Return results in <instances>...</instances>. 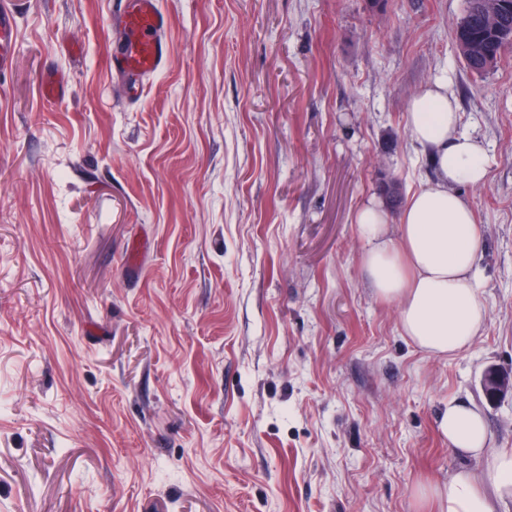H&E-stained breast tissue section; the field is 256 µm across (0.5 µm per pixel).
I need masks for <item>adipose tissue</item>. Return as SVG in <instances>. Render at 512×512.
<instances>
[{"mask_svg": "<svg viewBox=\"0 0 512 512\" xmlns=\"http://www.w3.org/2000/svg\"><path fill=\"white\" fill-rule=\"evenodd\" d=\"M459 121L447 83L420 89L408 104L406 129L432 164L434 177L409 191L397 214L372 201L354 215L371 288L380 298L398 301L403 335L440 356L467 347L486 317L480 297L484 241L458 187L486 184L487 150L481 139L461 130ZM438 426L449 452L485 453L487 427L475 408L449 402ZM487 477L488 494L477 489L469 473H457L438 495L439 512H496L498 503L512 500V453L490 455Z\"/></svg>", "mask_w": 512, "mask_h": 512, "instance_id": "adipose-tissue-1", "label": "adipose tissue"}]
</instances>
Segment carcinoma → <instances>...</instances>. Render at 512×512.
I'll return each mask as SVG.
<instances>
[{"instance_id":"carcinoma-1","label":"carcinoma","mask_w":512,"mask_h":512,"mask_svg":"<svg viewBox=\"0 0 512 512\" xmlns=\"http://www.w3.org/2000/svg\"><path fill=\"white\" fill-rule=\"evenodd\" d=\"M455 40L470 72L492 70L503 49L512 44V0H466Z\"/></svg>"}]
</instances>
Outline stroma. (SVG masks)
<instances>
[{"label": "stroma", "mask_w": 512, "mask_h": 512, "mask_svg": "<svg viewBox=\"0 0 512 512\" xmlns=\"http://www.w3.org/2000/svg\"><path fill=\"white\" fill-rule=\"evenodd\" d=\"M138 102L121 0H23L0 76V512H435L448 401L512 451V47L465 0H161ZM68 80L48 102L47 70ZM444 81L488 152L479 336L435 356L362 268L356 210L434 172L406 107ZM115 19L121 39L109 54V68L138 101L152 78L168 63L170 19L158 0H123ZM455 40L471 73L492 70L503 49L512 44V0H466Z\"/></svg>", "instance_id": "stroma-1"}]
</instances>
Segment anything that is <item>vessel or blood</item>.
Here are the masks:
<instances>
[{"label":"vessel or blood","mask_w":512,"mask_h":512,"mask_svg":"<svg viewBox=\"0 0 512 512\" xmlns=\"http://www.w3.org/2000/svg\"><path fill=\"white\" fill-rule=\"evenodd\" d=\"M19 0H0V73L11 68L17 39ZM115 26L121 39L109 55L131 101H138L152 78L168 63L170 19L159 0H124Z\"/></svg>","instance_id":"1"}]
</instances>
